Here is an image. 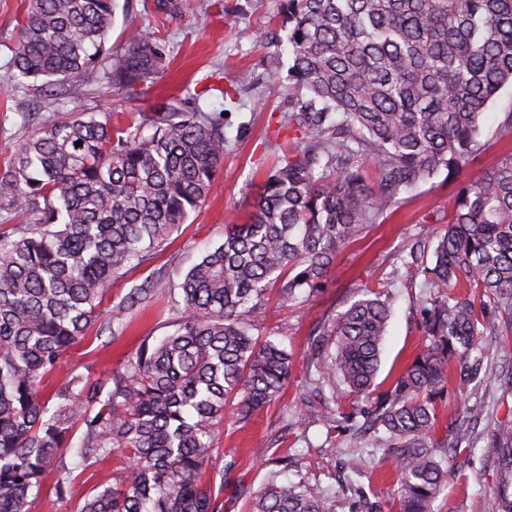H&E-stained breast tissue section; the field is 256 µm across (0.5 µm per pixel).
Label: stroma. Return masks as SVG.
Listing matches in <instances>:
<instances>
[{"label": "stroma", "mask_w": 512, "mask_h": 512, "mask_svg": "<svg viewBox=\"0 0 512 512\" xmlns=\"http://www.w3.org/2000/svg\"><path fill=\"white\" fill-rule=\"evenodd\" d=\"M279 2L193 0L191 10L167 15L156 11L154 0H116L99 71H106L111 57L123 53L126 29L135 25L158 32L166 40L169 58L164 72L154 83L131 90L112 85L103 76L93 83L72 77L57 86L52 97L44 94L40 82L19 78L11 65L24 0H0V171L32 130L61 118L66 109L97 114L108 111L113 126L124 128L146 122L161 99L183 98L210 86L214 92L204 96L202 109L225 115L228 150L208 200L162 251L112 283L103 317L127 323V331L116 338L88 333L71 351L64 372L54 378L55 384H62L70 370L106 378L143 338L171 331L179 317L176 300L165 297L130 315L117 311L116 305L149 274L180 281L206 248L223 241L228 216L246 221L269 168L286 155V144L276 130L281 113L292 111L293 97L287 84L271 80L266 65L268 55L288 51L275 21ZM263 32L273 36V43L259 44ZM511 107L512 90L508 89L482 120L485 150L459 178L448 179L442 171L401 194L381 224L337 257L314 296L288 303L273 297L263 307L257 319L259 334L281 342L292 354L295 367L284 390L251 422L225 423L222 451L215 461L216 469L224 474V490L218 497L222 512H247L250 500L263 486L270 467L252 455L260 446L268 456L295 459L288 480L304 482L327 500L332 512H390L393 479L383 449L369 436L350 441L342 428L328 427L324 419L326 407L348 411L353 398L341 384L332 392L310 385L314 368L308 359L313 334L324 321L344 311L362 289L379 292L393 308L377 377L380 389L389 388L424 346L419 323L429 290L423 281L404 280L403 266L413 254L432 250L433 234L440 230L448 202L461 182L477 177L502 153L512 151V139L497 135L501 114ZM482 345L488 370L480 383L464 395L449 392L447 401L439 406L436 434L440 437L465 408L477 406L483 417L469 426L470 445L450 455L448 483L433 502V512H488L496 494L497 467L485 456L484 446L498 425L512 419V397L499 387L502 368L512 365V323L501 320L495 332L483 337ZM298 415L305 417L306 431L294 428L292 420ZM351 452L371 463L368 475L347 472L343 461Z\"/></svg>", "instance_id": "1"}]
</instances>
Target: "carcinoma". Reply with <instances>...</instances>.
<instances>
[{"mask_svg": "<svg viewBox=\"0 0 512 512\" xmlns=\"http://www.w3.org/2000/svg\"><path fill=\"white\" fill-rule=\"evenodd\" d=\"M114 8L28 0L13 68L48 88L97 79ZM279 15L297 94L281 127L298 136L248 220L228 221L224 241L181 282L149 275L121 299L118 310L133 313L177 293L181 315L106 379L71 371L45 394L93 325L123 334L125 324L115 331L102 319L112 280L150 259L209 197L227 149L223 113L199 104L211 88L156 106L148 136L114 129L108 112H74L34 131L0 173V204L38 215L0 230V512H30L54 469L48 496L76 494L59 465L73 449L86 468L114 455L127 465L122 488L97 484L77 512H220V428L250 421L292 373L286 349L252 334L267 294L313 293L403 191L442 169L459 175L484 150L482 117L512 88V0H281ZM166 62L163 39L132 27L109 78L152 83ZM366 158L377 164L374 183ZM401 277L435 293L423 302L424 348L388 390L376 393L390 311L371 289L320 326L310 362L319 387L340 382L370 401L324 418L385 449L398 512H431L448 453L470 438L459 424L436 439V406L449 387L479 379V336L498 327L500 311L512 319V152L459 188L433 260L413 259ZM485 451L500 478L489 512H512V426ZM281 474L269 472L250 512H330Z\"/></svg>", "mask_w": 512, "mask_h": 512, "instance_id": "cac0c4a2", "label": "carcinoma"}]
</instances>
